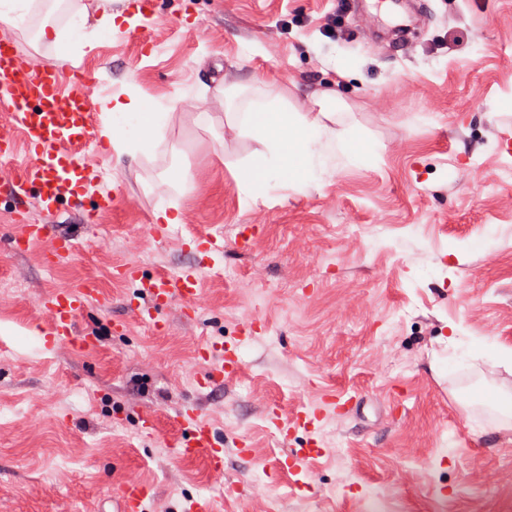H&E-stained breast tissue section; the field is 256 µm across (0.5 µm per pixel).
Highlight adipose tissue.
Instances as JSON below:
<instances>
[{
  "instance_id": "ef3b65f1",
  "label": "adipose tissue",
  "mask_w": 512,
  "mask_h": 512,
  "mask_svg": "<svg viewBox=\"0 0 512 512\" xmlns=\"http://www.w3.org/2000/svg\"><path fill=\"white\" fill-rule=\"evenodd\" d=\"M98 105L106 115L100 135L109 141L116 157L136 160L154 153L170 118L168 102L148 103L133 94L126 100L102 98ZM335 110L331 103L311 115L275 97L233 113L238 129L264 146L238 169L245 201L282 187L299 190L323 183L336 169L329 150L334 140L347 165L360 166L370 160L374 148L359 127L348 126L338 133L330 129L327 120Z\"/></svg>"
}]
</instances>
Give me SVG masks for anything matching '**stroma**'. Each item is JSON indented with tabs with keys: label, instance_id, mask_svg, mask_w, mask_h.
Here are the masks:
<instances>
[{
	"label": "stroma",
	"instance_id": "1",
	"mask_svg": "<svg viewBox=\"0 0 512 512\" xmlns=\"http://www.w3.org/2000/svg\"><path fill=\"white\" fill-rule=\"evenodd\" d=\"M128 2L112 0L111 40L69 64L90 69L94 96L171 101L154 154L118 165L101 143L82 206L49 217L36 188L25 223L0 194V512H116L110 491L133 477L140 512H469L512 497V365L492 359L512 349V0H414L403 38L391 0H157L132 23ZM96 3L36 0L12 33L18 63L54 62L37 31ZM252 86L304 113L345 101L336 129L363 128L374 155L245 203L237 169L262 146L219 92ZM182 167L196 189L179 199L181 237L145 236ZM105 194L114 208L83 223ZM30 223L54 233L27 240ZM203 227L219 250H197ZM57 233L78 249L52 278ZM147 254L144 276H120ZM193 265L196 313L153 306L148 279ZM82 284L87 349L53 340L40 309ZM207 344L240 368L204 388L187 365ZM195 413L241 500L210 492L205 454L181 456Z\"/></svg>",
	"mask_w": 512,
	"mask_h": 512
}]
</instances>
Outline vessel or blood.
Listing matches in <instances>:
<instances>
[{"mask_svg":"<svg viewBox=\"0 0 512 512\" xmlns=\"http://www.w3.org/2000/svg\"><path fill=\"white\" fill-rule=\"evenodd\" d=\"M0 79L6 81L12 110L8 115L10 129L0 134V158L11 159L15 154L14 132L26 140L30 161L14 169L10 179L0 183V190L24 196L29 185H36L37 206L47 214L54 213L64 185L83 188L85 162L77 156L78 147L94 135L92 90L86 72H77L69 90L60 88V70L52 65L38 72L18 67L14 46L8 34L0 35ZM198 268L157 280L158 296H179L187 307L199 301ZM91 291L89 288L67 287L53 291L42 303L55 326V338L61 342L78 341L89 346L88 338L74 335L75 321L83 310ZM190 452H205L215 476L224 474V451L213 448L210 427L204 420L194 422V438ZM145 489L130 480L115 492L121 512H138Z\"/></svg>","mask_w":512,"mask_h":512,"instance_id":"vessel-or-blood-1","label":"vessel or blood"}]
</instances>
